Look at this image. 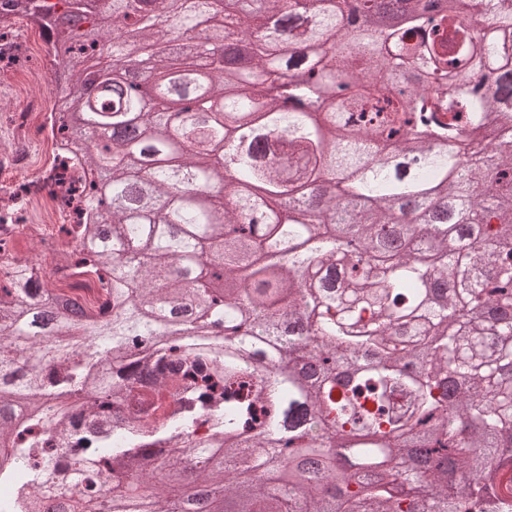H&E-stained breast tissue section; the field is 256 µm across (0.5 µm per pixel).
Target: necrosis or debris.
Listing matches in <instances>:
<instances>
[{
  "label": "necrosis or debris",
  "mask_w": 512,
  "mask_h": 512,
  "mask_svg": "<svg viewBox=\"0 0 512 512\" xmlns=\"http://www.w3.org/2000/svg\"><path fill=\"white\" fill-rule=\"evenodd\" d=\"M48 2L26 0V15L42 36L37 58L48 90L0 121L7 136L0 147V270L21 259L16 242L30 240L47 255L40 265L45 277L63 293L96 288L98 281L90 265L72 257L83 224L92 219L84 199L91 173L60 130L57 102L70 82L46 20Z\"/></svg>",
  "instance_id": "1"
}]
</instances>
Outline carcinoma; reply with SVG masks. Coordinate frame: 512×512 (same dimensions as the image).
Returning a JSON list of instances; mask_svg holds the SVG:
<instances>
[{
	"label": "carcinoma",
	"mask_w": 512,
	"mask_h": 512,
	"mask_svg": "<svg viewBox=\"0 0 512 512\" xmlns=\"http://www.w3.org/2000/svg\"><path fill=\"white\" fill-rule=\"evenodd\" d=\"M222 2L56 0L75 19L57 30L72 80L61 131L95 176L96 221L74 258L98 270L112 316L89 320L77 297L80 321L44 331L61 295L29 262L5 271L0 470L27 512L70 496L62 479L43 489L63 468L96 472L83 499L99 512H171V483L224 489L222 505L197 510V493L187 512H512V479L491 468L512 458L498 447L512 438V5L440 0L429 13L406 0L388 27L365 0L351 28L348 0H260L238 22L242 66ZM471 9L482 25H467ZM177 38L210 67L190 98L170 89L189 63L163 49ZM146 72L162 76L148 103ZM260 87L280 92L259 99ZM199 133L206 144L188 151ZM306 349L319 375L277 371ZM340 353L368 357L344 391ZM139 375L181 381L176 408L140 409L141 432L106 448L78 439L64 467L50 442L32 471L29 427L60 426L69 408L107 422ZM211 416V438L188 440ZM158 436L215 464L188 482L180 454L149 467ZM418 446L447 459L448 484L422 466L357 479ZM304 454L321 455L319 475L293 473ZM413 485L427 493L403 491Z\"/></svg>",
	"instance_id": "carcinoma-1"
}]
</instances>
